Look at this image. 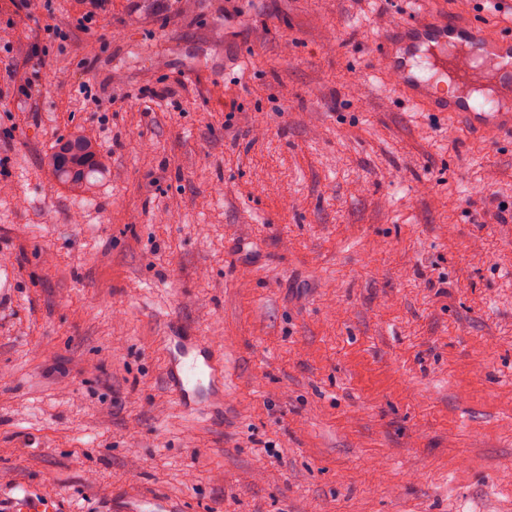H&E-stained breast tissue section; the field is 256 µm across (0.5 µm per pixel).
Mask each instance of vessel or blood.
<instances>
[{"mask_svg": "<svg viewBox=\"0 0 512 512\" xmlns=\"http://www.w3.org/2000/svg\"><path fill=\"white\" fill-rule=\"evenodd\" d=\"M407 49L394 55L390 70L398 80L400 92L430 112H444L468 132L481 134L495 130L512 135V112L501 111L495 99L452 97L443 85L423 81L413 70L411 46L435 45L446 53L437 59L440 69L453 74L456 81H473L477 61H485L494 78L512 83V34L492 33L476 20L435 19L422 24L405 23L399 28ZM220 362L205 340L177 344L167 370L169 385L182 401H193L203 379L214 376Z\"/></svg>", "mask_w": 512, "mask_h": 512, "instance_id": "1", "label": "vessel or blood"}]
</instances>
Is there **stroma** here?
Here are the masks:
<instances>
[{
    "instance_id": "1",
    "label": "stroma",
    "mask_w": 512,
    "mask_h": 512,
    "mask_svg": "<svg viewBox=\"0 0 512 512\" xmlns=\"http://www.w3.org/2000/svg\"><path fill=\"white\" fill-rule=\"evenodd\" d=\"M52 3L0 0L40 89L0 78V502L512 512V137L413 104L375 51L410 17L512 27V0H112L40 59L78 9ZM73 134L85 192L44 164ZM167 336L217 349L222 394L183 407Z\"/></svg>"
}]
</instances>
